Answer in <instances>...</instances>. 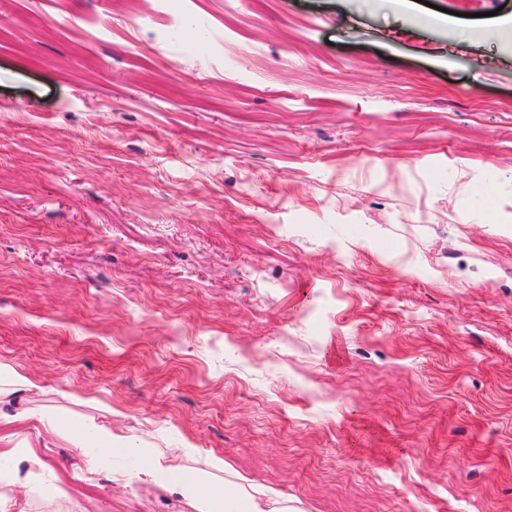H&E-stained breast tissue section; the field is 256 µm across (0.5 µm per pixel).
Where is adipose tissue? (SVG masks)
<instances>
[{
    "label": "adipose tissue",
    "mask_w": 512,
    "mask_h": 512,
    "mask_svg": "<svg viewBox=\"0 0 512 512\" xmlns=\"http://www.w3.org/2000/svg\"><path fill=\"white\" fill-rule=\"evenodd\" d=\"M94 440L106 455L136 453L140 463L134 474L136 482L151 485L172 484L189 500L196 512H288L285 501L269 491L246 489L244 484L231 486L217 482L215 475L223 471V458H208L203 467L176 471L165 466L151 448H133L128 437L102 428Z\"/></svg>",
    "instance_id": "1"
}]
</instances>
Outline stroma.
<instances>
[{
    "label": "stroma",
    "instance_id": "1",
    "mask_svg": "<svg viewBox=\"0 0 512 512\" xmlns=\"http://www.w3.org/2000/svg\"><path fill=\"white\" fill-rule=\"evenodd\" d=\"M496 9L0 0V512H193L51 419L295 512H512ZM0 384L7 385L16 392H24L36 387L26 374L3 364H0Z\"/></svg>",
    "mask_w": 512,
    "mask_h": 512
}]
</instances>
